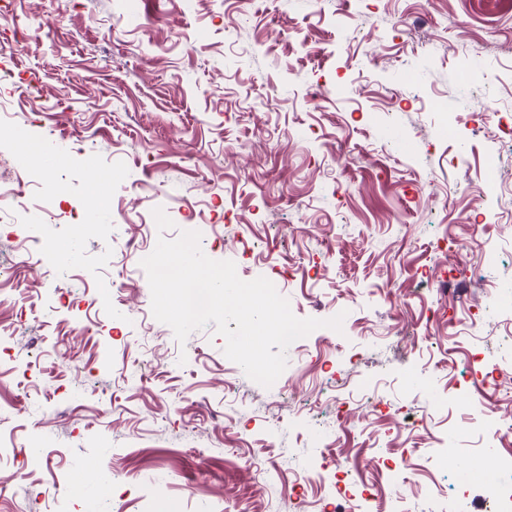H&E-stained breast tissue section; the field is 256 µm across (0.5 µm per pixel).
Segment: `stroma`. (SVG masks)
Returning <instances> with one entry per match:
<instances>
[{"label":"stroma","instance_id":"1","mask_svg":"<svg viewBox=\"0 0 512 512\" xmlns=\"http://www.w3.org/2000/svg\"><path fill=\"white\" fill-rule=\"evenodd\" d=\"M1 113L72 152L34 185L0 142L13 222L54 198L52 279H0V512H354L341 462L382 512H496L456 462L512 454V0H10ZM195 224L342 331L269 388L178 344L136 249Z\"/></svg>","mask_w":512,"mask_h":512}]
</instances>
